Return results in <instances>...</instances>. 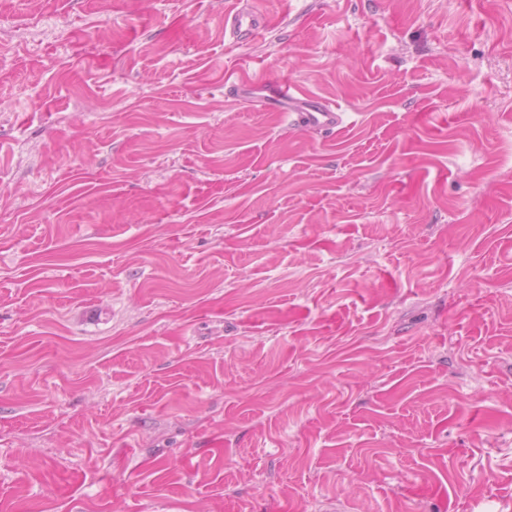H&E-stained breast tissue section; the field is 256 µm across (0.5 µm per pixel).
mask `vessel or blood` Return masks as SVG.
Here are the masks:
<instances>
[{
	"label": "vessel or blood",
	"instance_id": "vessel-or-blood-1",
	"mask_svg": "<svg viewBox=\"0 0 512 512\" xmlns=\"http://www.w3.org/2000/svg\"><path fill=\"white\" fill-rule=\"evenodd\" d=\"M265 26V17L253 0H234L224 18V31L235 42L255 37ZM263 102L266 106L288 112L294 124L304 128L333 130L343 123L341 112L332 104L297 91L288 83L271 88Z\"/></svg>",
	"mask_w": 512,
	"mask_h": 512
}]
</instances>
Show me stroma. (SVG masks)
I'll use <instances>...</instances> for the list:
<instances>
[{"instance_id":"obj_1","label":"stroma","mask_w":512,"mask_h":512,"mask_svg":"<svg viewBox=\"0 0 512 512\" xmlns=\"http://www.w3.org/2000/svg\"><path fill=\"white\" fill-rule=\"evenodd\" d=\"M254 2L0 0V512H512V0ZM265 26L264 15L248 0H235L224 18V34L234 42L254 38ZM267 107L289 112L293 123L300 127L317 130H333L343 123L342 113L327 101L299 92L291 84L274 86L269 94L261 99Z\"/></svg>"}]
</instances>
